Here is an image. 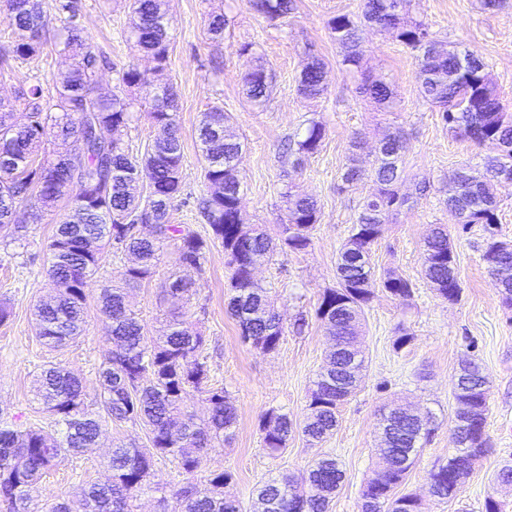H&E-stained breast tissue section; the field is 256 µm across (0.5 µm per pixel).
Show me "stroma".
<instances>
[{"instance_id":"35a3bbf8","label":"stroma","mask_w":512,"mask_h":512,"mask_svg":"<svg viewBox=\"0 0 512 512\" xmlns=\"http://www.w3.org/2000/svg\"><path fill=\"white\" fill-rule=\"evenodd\" d=\"M287 22H271L256 13L248 0H165L171 18L169 59L161 74L174 90L177 124L184 146L182 192L170 209L173 223L184 224L208 242L207 260L198 274L200 290L193 302V318L205 337V353L216 381L223 383L236 409L232 438L208 450V465L233 474L226 492L239 500L243 512H253L255 488L280 473L302 476L320 453L335 455L345 479L329 512H361L365 482L382 466L375 453L380 444L381 408L401 400L420 412H432L438 427L417 456L401 493L423 498L424 512H485L486 499L512 512V485L495 476L512 462V307L503 304L494 279L482 259V225L461 229L442 199L452 187L456 171L495 154L493 145H478L451 132L438 107L419 93L414 50L395 33L369 29L358 70L341 65L343 50L328 29L338 14H355L361 0H296ZM78 25L107 59L98 73L100 91H110L116 70L134 64L148 71L153 63L130 37L131 14L127 0H78ZM407 15L425 24L443 44L483 59L507 111L512 112V0L501 8L485 10L480 0H409ZM225 14L231 26L221 42L212 41L207 28L211 15ZM248 53H241L242 45ZM326 64V90L317 99L298 93L300 72L309 55ZM72 57L52 51L30 62L0 68V99L11 102L17 120H24L21 97L29 81L39 79L53 87L60 73L72 68ZM263 65L273 77L266 106L255 107L243 93L242 76L249 66ZM382 76L396 92L390 110L377 109L358 91L362 76ZM213 107L231 116L230 129L244 145L240 162L243 192L240 218L245 229L255 227L277 236L282 217L281 195L293 191L314 197L320 221L305 251L280 253L275 265L257 277L270 288L284 336L276 351L263 353L242 341L236 322L225 311L229 271L224 246L214 240L201 217L198 201L208 188L203 179L206 160L197 148L200 115ZM325 127L319 150L299 168L281 156L286 135L296 133L305 120ZM402 132L406 148L399 167L401 193L408 204L392 214L370 253L374 270L372 297L364 308L362 348L367 369L357 393L337 412L336 429L324 443L311 446L294 434L277 458L270 457L261 440L260 423L268 410L302 420L310 400L312 381L331 346L316 316L325 290L336 287V257L356 222L360 200L375 185L366 180L344 189L343 173L352 141H360V158L371 164L379 139ZM63 209L49 212L37 202L20 208L18 223L27 227L22 241H0V300L12 316L0 325V415L24 425H40L45 415L31 401V381L50 361L69 366L85 382V401L94 403L99 387L96 372L108 349L107 320L97 309V288L119 282L125 261L106 258L104 267L87 290L88 317L77 344L48 351L36 334L31 317L35 302L49 292L43 275L46 246ZM447 225L462 283L459 301L436 296L424 279L423 246L430 228ZM176 248L167 246L159 256L152 281L138 288L133 304L146 329L155 331L164 312L177 309L178 300L164 298L162 287L176 273ZM396 273L409 279L413 294L390 297L383 279ZM305 317L302 332L293 324ZM477 355L489 376L490 408L487 432L491 447L455 497L438 502L426 497V476L447 463L455 445L451 435L455 401L452 378L468 355ZM146 443L147 433L129 423L109 426L96 448L70 458L31 492L34 504L44 507L59 498H73L91 480L107 475L104 458L114 440Z\"/></svg>"}]
</instances>
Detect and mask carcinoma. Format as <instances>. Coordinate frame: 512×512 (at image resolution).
<instances>
[{"label":"carcinoma","mask_w":512,"mask_h":512,"mask_svg":"<svg viewBox=\"0 0 512 512\" xmlns=\"http://www.w3.org/2000/svg\"><path fill=\"white\" fill-rule=\"evenodd\" d=\"M252 8L271 21L285 19L295 10V0H250ZM404 0H362L358 14H339L328 27L332 38L347 49L343 65L357 67L362 57L365 27L394 30L406 46L420 51L419 91L443 109L449 130L471 141L499 147L502 157L486 162L481 170L457 174L449 198L466 224H481L485 232L483 260L488 272L498 277L502 302L512 306V278L498 276L512 266V245L499 238L495 189L512 181V117H507L488 65L456 49H443L429 37L424 24L400 13ZM131 35L155 62L148 73L129 64L118 71L117 92L96 93V74L102 56L95 45L68 27L67 37L56 43L60 53L81 57L79 65L62 74L48 91L36 80L23 91L27 121H13V112L0 110V231L15 237L22 227L13 224L18 205L35 198L53 208L65 198L69 214L56 225L47 245L45 274L54 295L34 308L36 333L43 346L56 351L78 342L87 315V286L99 273L107 248L115 257L134 256L125 267L122 284L106 285L98 294L99 312L110 322L105 336L109 349L98 369L95 407L85 402L82 379L67 367L50 362L33 376L31 392L49 414L56 429L27 427L14 419H0V507L4 512H32L30 488L69 458L96 446L103 427L139 424L147 430L148 444L121 441L111 450V480L86 484L78 498L56 501L48 512H133L134 502L151 487L156 460L172 457L183 480L174 492L178 512H241L237 501L224 495L233 480L226 469L206 468V450L215 440L228 437L236 422V410L224 386L212 382L210 366L202 355L205 337L187 320V313L173 315L156 336L132 310L128 290L141 287L155 273L157 253L167 242L177 244L179 266L202 270L207 243L181 224L170 221L171 203L181 193L184 148L177 133L175 95L172 87L158 83L169 54V20L162 0H131ZM6 20L14 40L0 47V63L39 58L48 45V18L39 0H10ZM272 76L263 67L250 68L242 78L251 103L265 105ZM325 89L324 64L311 59L303 68L298 92L315 98ZM364 93L374 103L389 108L394 93L383 79L367 82ZM154 102L149 117L157 130L151 148L141 158L130 156L114 138L129 124L135 99L132 92ZM228 116L220 108L202 113L198 139L206 160L204 181L209 194L203 214L213 235L224 244L230 270L226 309L237 323L243 342L265 353L279 347L284 329L272 305L269 289L253 279L257 265L268 264L277 251L300 252L310 244L319 223V208L311 197L287 192L285 216L278 241L257 230L245 231L237 222L241 195L239 165L243 144L226 134ZM84 139L81 154L56 152L45 155V144L62 146L74 137ZM325 135L322 123L285 138L283 157L298 165L314 154ZM401 136L387 133L371 169L377 192L366 198L351 235L340 249L336 263L338 287L327 290L316 310L326 333L334 340L328 365L313 381L307 413L299 425L275 410L262 418L263 447L276 457L296 431L319 443L336 428L337 409L360 385L363 357L358 348L360 321L371 298L370 252L389 215L404 204L395 189L399 178ZM366 169L351 160L343 183L352 186ZM144 183L148 197L135 187ZM154 225L149 236L138 234L136 225ZM424 277L442 299L458 300L461 282L448 229L436 227L425 242ZM394 298L411 296L412 284L394 273L382 281ZM165 291L190 303L196 282L178 276ZM488 377L473 359L462 365L454 379V397L470 411L456 414L453 427L456 452L448 462L432 469L426 479L428 496L445 500L464 485L462 475L472 473L475 462L488 451ZM207 403V416L197 420L187 409L190 396ZM382 421L392 437L396 465L370 478L362 492V508L368 512H422L421 499L397 495L420 450L430 441L436 426L423 427L414 413L401 406L384 413ZM345 472L331 454L315 457L308 470L310 491H300L288 477L271 478L257 489L264 512H328L330 501Z\"/></svg>","instance_id":"cac0c4a2"}]
</instances>
